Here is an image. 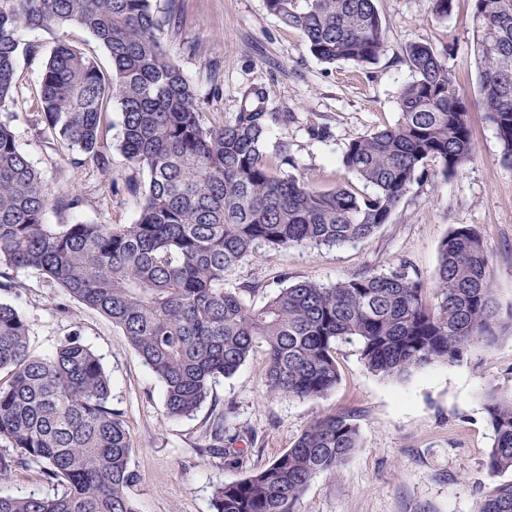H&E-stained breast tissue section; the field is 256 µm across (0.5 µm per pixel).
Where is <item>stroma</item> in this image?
<instances>
[{"instance_id": "1", "label": "stroma", "mask_w": 512, "mask_h": 512, "mask_svg": "<svg viewBox=\"0 0 512 512\" xmlns=\"http://www.w3.org/2000/svg\"><path fill=\"white\" fill-rule=\"evenodd\" d=\"M158 16L176 21L160 37L200 100L207 123L231 122L244 96L265 88V109L285 112L271 125L270 141L290 147L296 176L320 189L356 185L340 164L354 138L395 124L396 98L411 81L407 45L427 41L447 49V63L464 92L476 153L454 175L415 183L387 224L370 238L335 247L258 246L224 280L225 287L254 286L250 301L262 304L287 282L333 283L352 275L401 270L433 287L438 246L460 225L476 226L492 258L495 297L512 310V166L503 164L495 128L482 109L470 22L472 0H456L448 19L435 18L430 0H376L385 22L386 52L364 69L350 62L327 65L309 52L302 34L270 14L265 0H153ZM59 34H20L19 90L6 115L21 148L39 169L50 196L76 190V210L49 207V224L133 223L143 201L146 172L117 148L122 113L108 106L111 177L74 169L59 145L47 142L33 120L37 92L50 49ZM17 289L0 301L27 319L35 354L51 353L64 336L80 331L101 357L111 379V402L123 412L139 477L130 489L138 512H214V489L274 460L318 416L354 417L361 446L334 474L315 477L298 512H476L481 498L512 483V471L485 469L492 445L489 394L512 397V329L488 348L458 363H438L400 380L367 370L357 339L340 341V382L315 400L272 398L263 386L266 359L255 351L239 370L219 379L191 416L168 417L163 386L104 316L66 297L32 269L19 272ZM233 403L230 421L243 454L238 459L200 456L197 447L212 414Z\"/></svg>"}]
</instances>
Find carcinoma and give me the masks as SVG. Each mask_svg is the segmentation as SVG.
Listing matches in <instances>:
<instances>
[{
    "instance_id": "cac0c4a2",
    "label": "carcinoma",
    "mask_w": 512,
    "mask_h": 512,
    "mask_svg": "<svg viewBox=\"0 0 512 512\" xmlns=\"http://www.w3.org/2000/svg\"><path fill=\"white\" fill-rule=\"evenodd\" d=\"M302 33L325 64L378 63L385 24L375 0H266ZM152 0H0V111L17 89L19 33L76 27L106 50L104 70L57 37L43 70L41 135L61 145L73 168L112 176L105 145L108 102L123 115L119 150L148 174L132 224L45 223L49 205L80 207L77 191L50 198L41 173L0 120V269L36 270L70 298L112 321L163 386L170 417L196 412L220 377L258 349L272 397L318 400L340 381L336 344L361 341L370 372L403 379L437 362L457 363L512 325L495 298L491 258L477 227L453 228L439 244L434 295L403 272L362 274L335 283L297 281L261 305L252 288L224 277L255 248L341 245L371 237L411 186L444 176L475 156L468 105L443 52L426 42L405 50L414 74L397 97L392 126L354 138L341 165L372 187L320 190L285 170L288 143H267L266 93L253 92L234 120L207 126L195 89L167 57ZM471 26L482 105L512 163V0H473ZM111 382L78 331L47 355L29 346V326L0 302V476L32 464L53 494L0 493V512H137L128 490L132 439L112 407ZM215 415L201 452L226 455L224 415ZM493 443L485 466L512 470V399L487 403ZM361 447L346 414L314 419L268 466L217 486L214 512H296L311 480L334 473ZM477 512H512V484L482 499Z\"/></svg>"
}]
</instances>
